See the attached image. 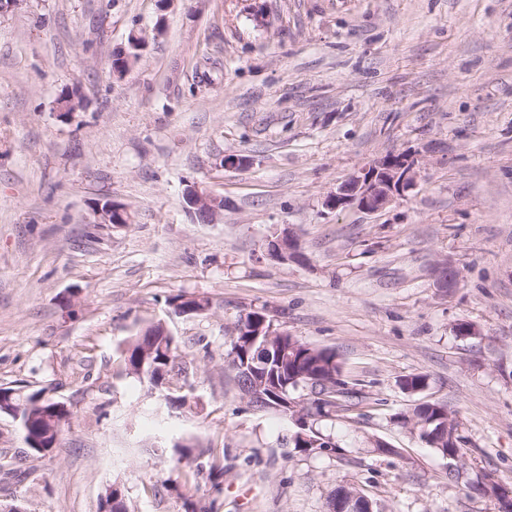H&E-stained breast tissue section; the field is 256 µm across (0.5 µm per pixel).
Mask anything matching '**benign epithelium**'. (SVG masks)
<instances>
[{"mask_svg": "<svg viewBox=\"0 0 512 512\" xmlns=\"http://www.w3.org/2000/svg\"><path fill=\"white\" fill-rule=\"evenodd\" d=\"M416 180L415 162L403 155L383 157L362 168L326 198V205L337 209L345 205H354L367 213H375L385 209L397 197L414 186ZM219 198L201 191H196L190 204L196 209L208 213L214 219L220 211ZM267 255L278 261H286L300 257L298 243L291 232H286L276 240H268ZM11 393L0 391V413L3 412L21 422L23 428L30 427L36 418L33 407L22 410L7 397ZM329 512H372L368 499L356 500L342 496L333 500Z\"/></svg>", "mask_w": 512, "mask_h": 512, "instance_id": "obj_1", "label": "benign epithelium"}]
</instances>
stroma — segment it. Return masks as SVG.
Segmentation results:
<instances>
[{
    "label": "stroma",
    "mask_w": 512,
    "mask_h": 512,
    "mask_svg": "<svg viewBox=\"0 0 512 512\" xmlns=\"http://www.w3.org/2000/svg\"><path fill=\"white\" fill-rule=\"evenodd\" d=\"M133 35L139 57L113 76ZM72 88L83 104L60 115ZM401 154L417 179L387 208L326 206ZM229 155L245 165L224 168ZM192 184L223 196L217 221H196ZM107 199L130 223H99ZM286 229L301 261L265 255ZM179 295L211 307L176 314ZM260 307L334 350L361 395L316 424L339 452H287L293 423L250 407L225 369L235 322ZM158 319L200 408L159 411L119 368L120 345ZM463 321L478 335H457ZM413 373L428 378L418 394L401 386ZM1 386L72 412L38 460L0 414V462L32 472L0 481V504L23 512H98L115 483L130 512H327L340 484L375 512H498L463 482L486 472L512 490V0H20L0 13ZM420 402L454 411L457 461L393 424ZM187 436L223 453L220 489L170 483Z\"/></svg>",
    "instance_id": "obj_1"
}]
</instances>
